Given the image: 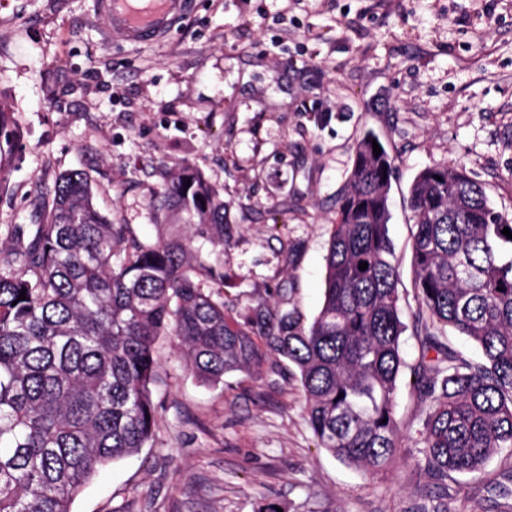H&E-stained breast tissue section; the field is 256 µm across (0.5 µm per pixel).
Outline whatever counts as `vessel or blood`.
Instances as JSON below:
<instances>
[{"mask_svg": "<svg viewBox=\"0 0 512 512\" xmlns=\"http://www.w3.org/2000/svg\"><path fill=\"white\" fill-rule=\"evenodd\" d=\"M98 9L113 32L132 42L166 33L188 9L187 0H99Z\"/></svg>", "mask_w": 512, "mask_h": 512, "instance_id": "1", "label": "vessel or blood"}]
</instances>
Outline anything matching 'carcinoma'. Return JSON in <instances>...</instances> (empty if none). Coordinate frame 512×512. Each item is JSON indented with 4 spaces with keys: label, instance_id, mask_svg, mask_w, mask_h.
<instances>
[{
    "label": "carcinoma",
    "instance_id": "carcinoma-1",
    "mask_svg": "<svg viewBox=\"0 0 512 512\" xmlns=\"http://www.w3.org/2000/svg\"><path fill=\"white\" fill-rule=\"evenodd\" d=\"M16 134L0 108V180ZM375 139L369 130L357 143L331 227L322 306L306 330L263 304L230 319L197 282L211 271L188 240L135 242L117 255L126 225L98 212L83 173L63 174L28 242L0 253V512H72L94 476L145 446L156 423L160 336L176 338L205 384L259 376L269 357L287 359L319 446L367 475L387 469L400 447L405 325L388 235L393 157L384 147L374 154ZM410 193L427 406L418 466L443 500L451 474L478 478L504 450L512 459V239L502 234L512 220L481 184L444 164L422 170ZM153 208L184 213L224 242V202L191 167L172 176ZM449 327L485 362L443 342Z\"/></svg>",
    "mask_w": 512,
    "mask_h": 512
}]
</instances>
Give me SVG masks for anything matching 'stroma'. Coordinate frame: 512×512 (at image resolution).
Segmentation results:
<instances>
[{
  "mask_svg": "<svg viewBox=\"0 0 512 512\" xmlns=\"http://www.w3.org/2000/svg\"><path fill=\"white\" fill-rule=\"evenodd\" d=\"M155 43L113 34L97 0H0V108L20 134L0 186V250L38 223L61 174H85L97 209L144 244L178 237L212 270L238 317L263 302L309 326L354 149L374 130L395 156L389 236L399 266L405 366L401 430L424 404L410 187L445 163L512 219V0H190ZM199 170L224 202L223 239L152 207L171 173ZM157 424L141 450L107 466L73 512H512L494 485L454 475L448 497L405 440L374 477L320 448L298 369L206 385L176 341L156 344Z\"/></svg>",
  "mask_w": 512,
  "mask_h": 512,
  "instance_id": "35a3bbf8",
  "label": "stroma"
}]
</instances>
